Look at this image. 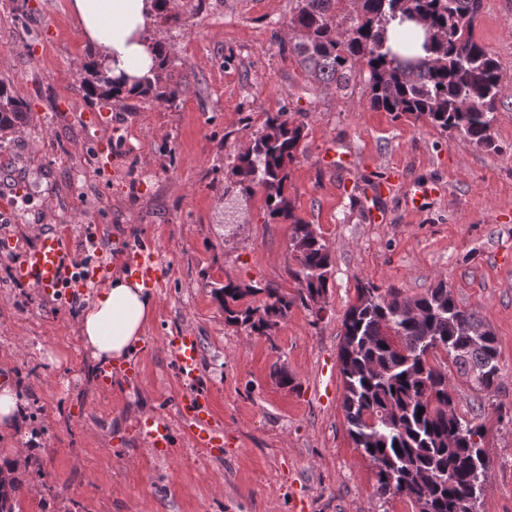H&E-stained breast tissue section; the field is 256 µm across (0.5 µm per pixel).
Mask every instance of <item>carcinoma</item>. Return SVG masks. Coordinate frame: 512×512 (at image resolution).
Here are the masks:
<instances>
[{"instance_id": "cac0c4a2", "label": "carcinoma", "mask_w": 512, "mask_h": 512, "mask_svg": "<svg viewBox=\"0 0 512 512\" xmlns=\"http://www.w3.org/2000/svg\"><path fill=\"white\" fill-rule=\"evenodd\" d=\"M296 2L289 26L302 36L289 41L288 51L314 81L345 88L352 66L360 62L368 70L373 109L424 119L478 148H495L492 131L506 84L500 63L475 37L483 0H349L348 26L337 20L339 0ZM413 15L431 28V39L421 42L423 56L388 43L389 27H403ZM153 45L157 68L132 87L91 61L83 67L80 89L123 108L132 97L174 103L189 88L188 75L177 68L164 39ZM28 112L10 82L0 79V149L26 123ZM301 139V126L279 112L238 153L232 169L241 190L250 194L261 188L269 218L288 225L296 260V267L288 268L298 285L294 295L274 284L230 279L212 288L225 323L258 336H268L296 304L307 307L326 295L333 275L328 245L288 194ZM338 363L348 433L374 467L376 492L406 499L418 512H469V503L480 500L489 483L486 428L457 413L448 366L472 389L496 391L500 368L493 332L457 304L443 281L408 299L396 288L360 280L342 320Z\"/></svg>"}]
</instances>
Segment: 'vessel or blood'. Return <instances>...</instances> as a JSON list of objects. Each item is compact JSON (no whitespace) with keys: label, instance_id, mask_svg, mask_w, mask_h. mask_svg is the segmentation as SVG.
Masks as SVG:
<instances>
[{"label":"vessel or blood","instance_id":"obj_1","mask_svg":"<svg viewBox=\"0 0 512 512\" xmlns=\"http://www.w3.org/2000/svg\"><path fill=\"white\" fill-rule=\"evenodd\" d=\"M73 254L62 233L41 235L38 243L22 252L16 266V276L38 288L53 291L65 285L66 271ZM130 276L141 280L148 289L160 287L162 281L159 262L150 247L132 249L126 259ZM176 372L186 388L179 400L182 422L188 427L195 444L206 449L222 447L224 433L213 421L209 397L198 385L200 353L195 337L180 336L174 343ZM143 432L147 445L158 455L167 454L170 445L171 425L154 418L145 423Z\"/></svg>","mask_w":512,"mask_h":512}]
</instances>
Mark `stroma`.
<instances>
[{"instance_id": "obj_1", "label": "stroma", "mask_w": 512, "mask_h": 512, "mask_svg": "<svg viewBox=\"0 0 512 512\" xmlns=\"http://www.w3.org/2000/svg\"><path fill=\"white\" fill-rule=\"evenodd\" d=\"M154 18L191 85L174 103L108 109L78 90L93 50L70 0H0V79L27 101L30 123L0 150V380L25 401L19 429L0 428V465L26 451L15 476L19 512H416L379 496L354 447L337 363L358 281L415 298L445 280L498 341L500 386L474 391L449 372L458 414L486 427L490 481L478 512H512V0H484L475 34L510 78L493 128L472 146L425 121L373 110L368 71L322 87L273 38L296 0H177ZM303 128L288 193L333 258L326 311L294 306L264 338L224 322L211 285L272 282L296 294L287 225L269 222L262 192L243 196L232 168L267 117ZM112 156L101 158L102 128ZM389 194L371 199L373 185ZM420 184L432 194L416 206ZM96 248L124 272L127 248L150 244L165 278L132 355L133 374L100 386L78 338L72 301L18 280L19 250L62 230L73 251ZM200 341V384L224 445L193 442L179 415L183 385L172 342ZM285 369L293 386L278 384ZM172 425L154 455L147 420Z\"/></svg>"}]
</instances>
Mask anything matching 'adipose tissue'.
<instances>
[{
  "label": "adipose tissue",
  "instance_id": "adipose-tissue-1",
  "mask_svg": "<svg viewBox=\"0 0 512 512\" xmlns=\"http://www.w3.org/2000/svg\"><path fill=\"white\" fill-rule=\"evenodd\" d=\"M84 38L113 76L137 78L155 68L146 32L158 8L156 0H72ZM154 311L152 295L128 275L107 278L78 318L79 338L94 360L130 359Z\"/></svg>",
  "mask_w": 512,
  "mask_h": 512
}]
</instances>
